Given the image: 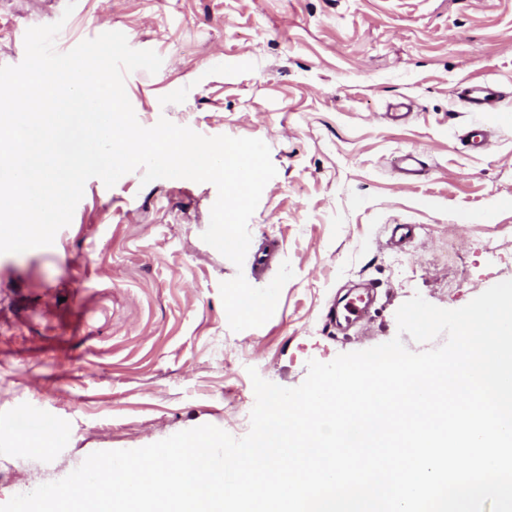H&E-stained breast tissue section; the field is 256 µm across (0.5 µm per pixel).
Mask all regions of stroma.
<instances>
[{
    "instance_id": "1",
    "label": "stroma",
    "mask_w": 512,
    "mask_h": 512,
    "mask_svg": "<svg viewBox=\"0 0 512 512\" xmlns=\"http://www.w3.org/2000/svg\"><path fill=\"white\" fill-rule=\"evenodd\" d=\"M0 0V65L28 28L62 22L66 52L108 31L163 59L127 74L138 122L258 138L277 170L249 221L261 271L202 239L217 188L141 171L89 179L51 246L0 254V504L64 478L96 451L137 449L200 425L245 436L249 369L286 388L307 363L401 338L414 294L463 307L512 280V0ZM504 92L494 112L459 103V83ZM410 114L389 119L390 105ZM483 132L489 146L467 149ZM413 153L425 175L393 162ZM294 276L262 326L232 331L221 282ZM370 289L361 324L336 318ZM65 438L45 455L24 438Z\"/></svg>"
}]
</instances>
